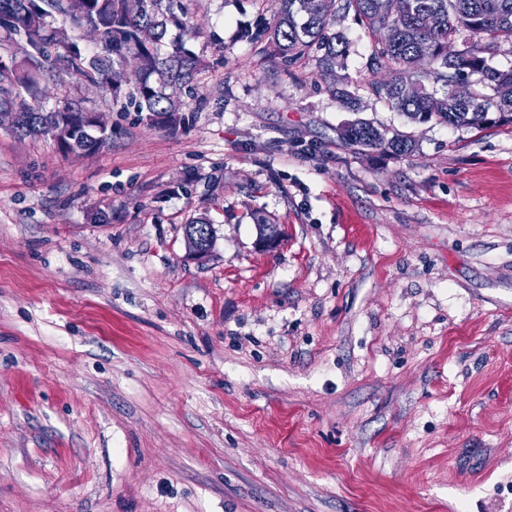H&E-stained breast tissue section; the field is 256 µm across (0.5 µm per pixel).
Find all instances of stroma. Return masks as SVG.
I'll list each match as a JSON object with an SVG mask.
<instances>
[{"label":"stroma","mask_w":512,"mask_h":512,"mask_svg":"<svg viewBox=\"0 0 512 512\" xmlns=\"http://www.w3.org/2000/svg\"><path fill=\"white\" fill-rule=\"evenodd\" d=\"M182 4L176 131L113 111L66 156L0 129V512H512V124L407 121L353 12L329 84L242 38L273 0ZM357 118L415 151L347 145Z\"/></svg>","instance_id":"obj_1"}]
</instances>
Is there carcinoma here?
<instances>
[{"label":"carcinoma","instance_id":"obj_1","mask_svg":"<svg viewBox=\"0 0 512 512\" xmlns=\"http://www.w3.org/2000/svg\"><path fill=\"white\" fill-rule=\"evenodd\" d=\"M335 0H276L271 17L242 29L252 44L284 63L315 54L320 76L336 85V65L345 53L342 35L330 32ZM374 38L370 66L386 67L392 79L376 87L388 106L412 123L432 120L451 127L481 129L498 113L512 122V69L489 68L502 44L512 45V0H344ZM82 30L94 27L100 38L84 52L77 43L57 39L58 22ZM403 31L395 33L390 24ZM171 28L191 37L180 0H0V53L22 55L18 64L0 67V108L20 114L11 133L52 138L64 154H89L112 141L107 113L121 99L146 113L166 117L176 128L180 113L197 99L195 75L201 59L184 40L164 46ZM462 42V48L453 44ZM138 63L139 79L122 93L119 69L128 57ZM78 78L98 88L107 112L92 114L77 100L51 105L43 98L40 77ZM478 75L468 102L450 95L452 83ZM341 138L362 150L406 157L415 149L400 132L357 119Z\"/></svg>","mask_w":512,"mask_h":512}]
</instances>
